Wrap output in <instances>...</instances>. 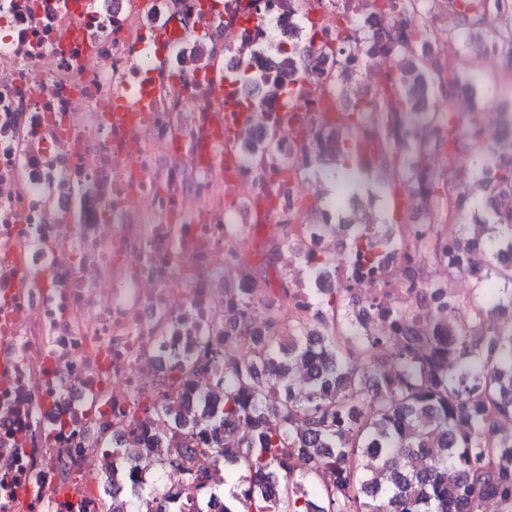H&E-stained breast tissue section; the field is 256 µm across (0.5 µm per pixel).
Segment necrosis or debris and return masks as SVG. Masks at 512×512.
Returning a JSON list of instances; mask_svg holds the SVG:
<instances>
[{
    "label": "necrosis or debris",
    "instance_id": "4bbe7bcc",
    "mask_svg": "<svg viewBox=\"0 0 512 512\" xmlns=\"http://www.w3.org/2000/svg\"><path fill=\"white\" fill-rule=\"evenodd\" d=\"M248 2L0 0V512H101L113 496L89 478L104 462L101 424L131 488L160 470L165 512H220L221 448L155 411L222 390L215 368L187 382L172 368L234 323L240 300L261 335L274 319H321L302 279L284 300L244 287L259 220L285 232L282 272L320 254L372 332L394 307L463 300L427 288L434 272L417 250L370 273L330 233L333 211L309 212L292 174L309 160L300 148L332 149L339 131L325 120L339 98L322 73L297 80L300 107L261 113L194 39L207 33L225 66L252 67L272 40L318 56L337 32L408 31L414 17L382 4L369 14L363 0ZM395 56L345 60L364 100L398 75ZM283 111L278 158L244 153Z\"/></svg>",
    "mask_w": 512,
    "mask_h": 512
}]
</instances>
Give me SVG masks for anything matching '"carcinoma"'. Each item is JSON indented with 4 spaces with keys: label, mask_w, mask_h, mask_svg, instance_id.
<instances>
[{
    "label": "carcinoma",
    "mask_w": 512,
    "mask_h": 512,
    "mask_svg": "<svg viewBox=\"0 0 512 512\" xmlns=\"http://www.w3.org/2000/svg\"><path fill=\"white\" fill-rule=\"evenodd\" d=\"M495 0H461L462 22L470 35L490 24ZM423 31L400 42L409 58L402 76L381 100H357L347 113L332 154L293 169L298 179L349 175L347 191L363 188L359 171H378L376 184L385 198L403 196L428 142L402 143L398 127L416 116L435 132V140L459 151L464 134L479 128L477 113L469 120L439 107L432 79L434 58L421 39ZM382 36L336 37L335 78L343 61L372 51ZM280 71L248 69L235 81L266 87L273 98L293 107L298 100L283 73L308 70L294 44H272ZM488 159L470 170L435 172L423 205L441 207L443 190L464 184L465 175L481 179L492 194L512 190V163H498V142L488 137ZM481 226L491 233L496 251L512 247V217L495 210ZM368 245L377 253L424 247L435 265L448 256L439 240L396 238L378 225H364L349 245ZM486 266L479 286L487 302L512 304V266L489 253L477 256ZM323 307L332 322L310 331L288 326V348L276 352L283 333L274 331L249 355L224 348V396L204 405L203 418L224 428V463L243 470L224 497V512H480L493 499L500 512H512V432L496 427L494 409L512 410V328H483L488 310L464 307L440 318L429 330L421 314L394 308L389 314L394 335L354 332L353 317L336 289L318 280ZM358 356H381L395 365L364 372L349 364ZM252 428L247 439L239 425Z\"/></svg>",
    "instance_id": "obj_1"
}]
</instances>
